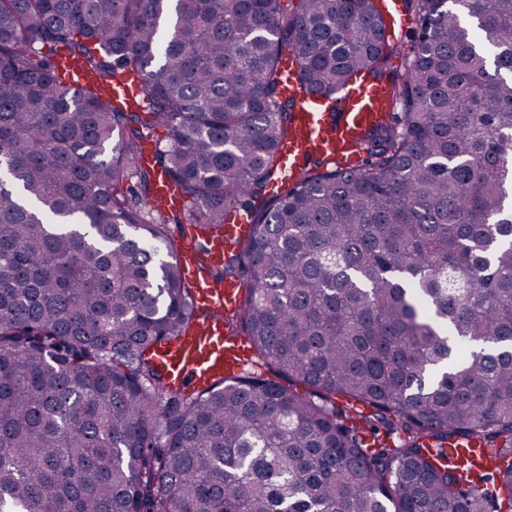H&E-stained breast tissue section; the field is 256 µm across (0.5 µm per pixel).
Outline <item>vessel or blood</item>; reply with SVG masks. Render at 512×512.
<instances>
[{"instance_id":"1","label":"vessel or blood","mask_w":512,"mask_h":512,"mask_svg":"<svg viewBox=\"0 0 512 512\" xmlns=\"http://www.w3.org/2000/svg\"><path fill=\"white\" fill-rule=\"evenodd\" d=\"M57 65L74 87L96 82V75L67 55H60ZM296 65L286 62V92L297 101L293 130L282 147V179L292 182L299 176L308 158L340 160L349 152L354 139L366 130L387 121L391 99L387 88L379 83L364 82L344 95L336 116H329L321 98L299 97L296 92ZM151 204L164 211H186L188 202L168 181L157 183ZM251 228L247 219L225 225L211 248L212 264H222L224 252ZM185 275L195 290L203 315L182 338L160 347L157 361L166 372L167 381L176 386L201 389L213 380L242 370L247 349L243 339L230 336L224 328V315L236 307L241 297L238 281L214 282L197 269V247L194 234H187L179 253Z\"/></svg>"}]
</instances>
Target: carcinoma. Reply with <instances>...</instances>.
<instances>
[{"label": "carcinoma", "mask_w": 512, "mask_h": 512, "mask_svg": "<svg viewBox=\"0 0 512 512\" xmlns=\"http://www.w3.org/2000/svg\"><path fill=\"white\" fill-rule=\"evenodd\" d=\"M404 2L395 73L380 0H0V512H512V0ZM285 49L393 112L272 194ZM160 176L206 235L250 215L198 263L249 282L225 325L279 380L165 382L201 314ZM401 1L400 4L395 0H385L390 4L396 19L399 17L401 20V6L403 10L402 21L397 20L394 30L389 31V43L393 48V54L388 61V65L395 71H402L408 61L412 44L411 34L415 28L410 12L404 7L403 0ZM57 59L58 72L62 70L74 88L88 87L97 81V77L93 72L82 67L65 53H61L60 56H57ZM151 204L156 209L164 211L177 210L184 212L189 207L188 201L182 197L180 192L164 179L157 183ZM250 228L251 224L245 216L240 218L238 224H225L223 234L219 233L214 238L210 255L211 263L215 265L222 264L224 251L240 236L247 234Z\"/></svg>", "instance_id": "carcinoma-1"}]
</instances>
